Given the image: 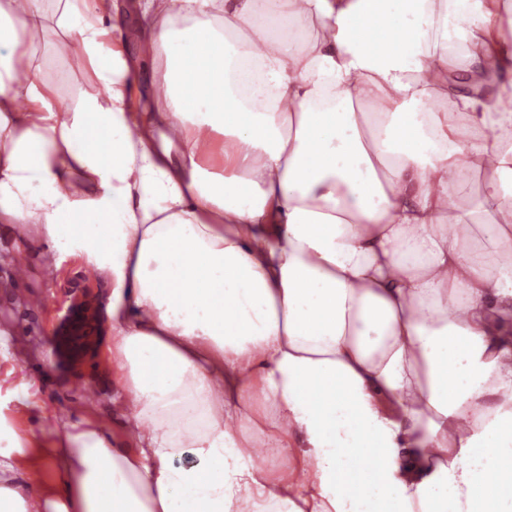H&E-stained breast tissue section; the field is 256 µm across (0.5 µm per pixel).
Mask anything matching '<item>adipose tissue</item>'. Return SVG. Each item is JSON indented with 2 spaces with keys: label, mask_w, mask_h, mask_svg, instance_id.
Returning <instances> with one entry per match:
<instances>
[{
  "label": "adipose tissue",
  "mask_w": 512,
  "mask_h": 512,
  "mask_svg": "<svg viewBox=\"0 0 512 512\" xmlns=\"http://www.w3.org/2000/svg\"><path fill=\"white\" fill-rule=\"evenodd\" d=\"M132 8L144 112L117 0H0V224L110 280L126 434L26 447L0 417V512H485L512 481V0ZM63 58L98 93L41 79Z\"/></svg>",
  "instance_id": "1"
}]
</instances>
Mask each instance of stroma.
Listing matches in <instances>:
<instances>
[{
    "label": "stroma",
    "instance_id": "35a3bbf8",
    "mask_svg": "<svg viewBox=\"0 0 512 512\" xmlns=\"http://www.w3.org/2000/svg\"><path fill=\"white\" fill-rule=\"evenodd\" d=\"M107 293L104 279L81 258L53 261L35 230L0 225V330L9 336L7 346L0 348V381L12 388L7 401H16L15 386L37 378L40 347L46 337L58 334L67 308L86 301L101 309ZM117 378L108 363L58 361L56 374L40 380L44 440L52 439L64 417L78 422L97 416L120 426L123 415L112 403Z\"/></svg>",
    "mask_w": 512,
    "mask_h": 512
}]
</instances>
